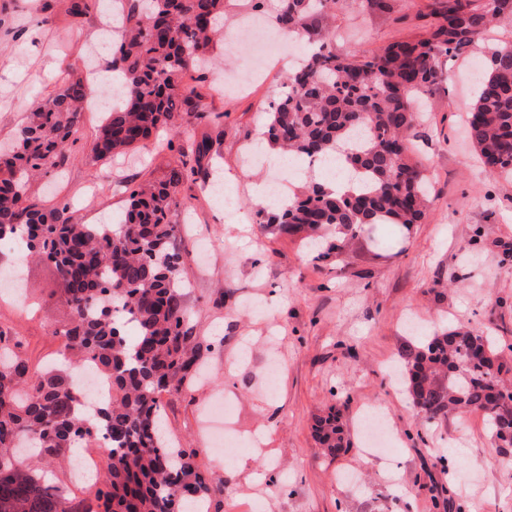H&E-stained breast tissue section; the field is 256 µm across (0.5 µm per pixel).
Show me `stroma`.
<instances>
[{
	"mask_svg": "<svg viewBox=\"0 0 512 512\" xmlns=\"http://www.w3.org/2000/svg\"><path fill=\"white\" fill-rule=\"evenodd\" d=\"M73 0H0V144L14 140L35 103L71 72L94 69L114 81L96 46L112 16L110 0L71 14ZM435 0H339L328 26L340 55L362 58L390 43L425 36ZM512 42V26L484 33L470 55L447 61L445 78L425 95L428 119L416 127L414 158L435 190L420 224L404 233L387 225L348 240L340 255L316 258L297 237L264 223L256 184L265 168L243 155L263 127L269 103L291 64L287 51L257 57L252 46L218 38L214 67L191 72L219 123L192 122L181 139L214 136L216 173L230 179L237 206L225 209L201 183L180 187L187 231L179 235L190 288L191 324L206 346V372L166 397L164 428L198 449L205 477L222 484L209 512H232L241 490L264 501L258 512H512V448L491 439L481 413H452L425 425L392 370L415 344L416 322L435 332L468 326L512 346V181L489 176L464 134L471 88L463 80L490 46ZM245 65L262 76L237 94L214 90L225 71ZM103 119L86 111L62 174L28 186L39 205L69 204L76 220L112 224L128 187L163 180L177 152L118 155L92 162ZM23 274L24 302L0 295V325L18 328L33 370L60 361L59 329L70 310L52 263L0 251V270ZM248 344L234 374L225 357ZM282 360L275 396L263 389L270 348ZM369 409L388 419L391 447H369L361 420ZM339 413L349 445L326 454L314 438L316 417Z\"/></svg>",
	"mask_w": 512,
	"mask_h": 512,
	"instance_id": "35a3bbf8",
	"label": "stroma"
}]
</instances>
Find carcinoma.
<instances>
[{
	"label": "carcinoma",
	"mask_w": 512,
	"mask_h": 512,
	"mask_svg": "<svg viewBox=\"0 0 512 512\" xmlns=\"http://www.w3.org/2000/svg\"><path fill=\"white\" fill-rule=\"evenodd\" d=\"M141 2L128 0L112 42L122 103L98 127L95 162L211 115L183 75L209 59L224 0H149L147 12ZM335 7L336 0H279L274 23L307 41L308 53L269 104L263 127L270 146L324 162L354 184L339 195L312 181L266 213V223L288 236L335 231L320 258L341 252L344 239L368 225L407 229L422 220L433 183L411 155L420 118L412 98L438 84L444 63L468 54L490 24H512V0H442L427 37L357 60L336 54L321 30ZM103 93L70 76L32 108L11 151L0 153V241H20L53 263L71 309L62 330L66 370L31 373L20 333L0 327V512H191L194 501L223 493L200 471L196 449L160 434L161 394L180 392L203 352L188 327L176 193L208 175L213 141L179 146L167 180L129 189L119 224L78 222L67 204L40 207L27 195L32 177L63 165L89 99ZM465 132L490 174L512 175V44L489 50ZM500 352L492 337L463 327L410 348L402 380L417 415L431 423L479 410L494 440L512 447V387L491 371ZM85 364L112 377V400L87 415L71 378ZM313 430L329 453L344 447L338 414L317 418ZM80 441L105 448L106 462L79 508L57 477L37 476L15 458L24 446L67 464Z\"/></svg>",
	"instance_id": "cac0c4a2"
}]
</instances>
